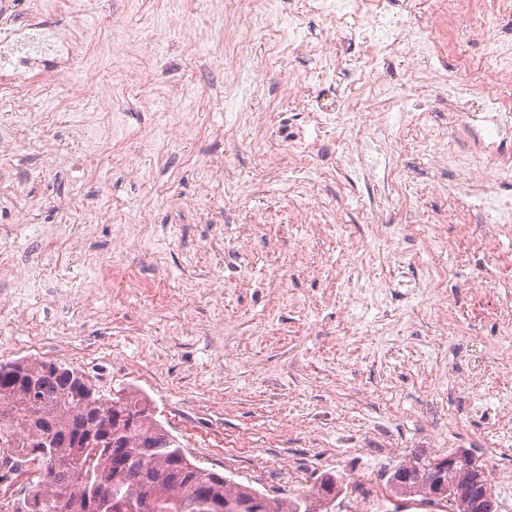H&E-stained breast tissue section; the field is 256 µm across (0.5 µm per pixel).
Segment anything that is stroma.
I'll return each mask as SVG.
<instances>
[{
	"label": "stroma",
	"instance_id": "stroma-1",
	"mask_svg": "<svg viewBox=\"0 0 512 512\" xmlns=\"http://www.w3.org/2000/svg\"><path fill=\"white\" fill-rule=\"evenodd\" d=\"M162 8L103 0L78 53L97 64L88 108L108 102L126 139L89 148L62 123L0 159V187L24 192L0 197V248L38 253L35 225L102 202L65 254L69 282L19 295L0 280V360L54 361L104 393L146 397L190 460L268 497L343 476L340 512H359L367 478L385 485L411 451L512 449L500 410L512 371L496 351L512 329V232L461 219L447 164L412 122L392 130L399 184L338 166L355 140L308 108L322 80L303 55L269 68L257 43L254 93L234 112L233 63L195 12L163 56L108 52L111 24L135 28ZM187 88L209 102L210 125L165 159L152 132L188 120ZM299 134L303 149L289 151ZM373 209L380 221L366 223ZM424 222L448 243L437 296Z\"/></svg>",
	"mask_w": 512,
	"mask_h": 512
}]
</instances>
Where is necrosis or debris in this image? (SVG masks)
Wrapping results in <instances>:
<instances>
[{
  "mask_svg": "<svg viewBox=\"0 0 512 512\" xmlns=\"http://www.w3.org/2000/svg\"><path fill=\"white\" fill-rule=\"evenodd\" d=\"M206 2L204 23L215 35H229L228 51L240 71L248 69L258 32L267 33L269 59L275 66L283 62L282 46L306 43L301 23L283 17L280 0H253V18L244 25L238 24L233 8L219 7V0ZM313 2L329 23L325 41L314 49L322 73H329V51L340 46L342 33H349L361 48L359 56L348 63L350 94L338 101L335 109L337 122L352 125L357 132L359 168L393 181L400 175L392 159L388 117L370 123L361 118L374 102H383L390 112L411 117L416 123L427 110L425 102H408L403 85L381 78L382 67L397 56L414 52L428 58L439 55L442 48H452L467 75L439 79L440 96L475 130L480 149L471 156L432 139L425 147L455 172L448 194L464 215L486 214L492 223H511L512 200L501 197L497 188L512 181V155L502 150L503 142L512 139V41H493L490 63H476L466 58L454 22L464 13L477 15L482 20L481 34H488L512 17V0H431L430 21L422 26L397 18L390 0ZM44 15L41 5H34L29 23L22 28L0 18V121L17 129L44 130L57 123L53 111H31L27 101L63 85L76 94L82 91L72 67L80 33L46 27Z\"/></svg>",
  "mask_w": 512,
  "mask_h": 512,
  "instance_id": "necrosis-or-debris-1",
  "label": "necrosis or debris"
}]
</instances>
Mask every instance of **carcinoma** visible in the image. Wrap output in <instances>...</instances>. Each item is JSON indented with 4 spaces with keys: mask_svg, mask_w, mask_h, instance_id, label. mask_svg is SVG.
Instances as JSON below:
<instances>
[{
    "mask_svg": "<svg viewBox=\"0 0 512 512\" xmlns=\"http://www.w3.org/2000/svg\"><path fill=\"white\" fill-rule=\"evenodd\" d=\"M32 471V498L13 512H302L324 483L269 499L190 461L134 392L105 394L54 361H0V471ZM391 489L445 506L416 475Z\"/></svg>",
    "mask_w": 512,
    "mask_h": 512,
    "instance_id": "carcinoma-1",
    "label": "carcinoma"
}]
</instances>
